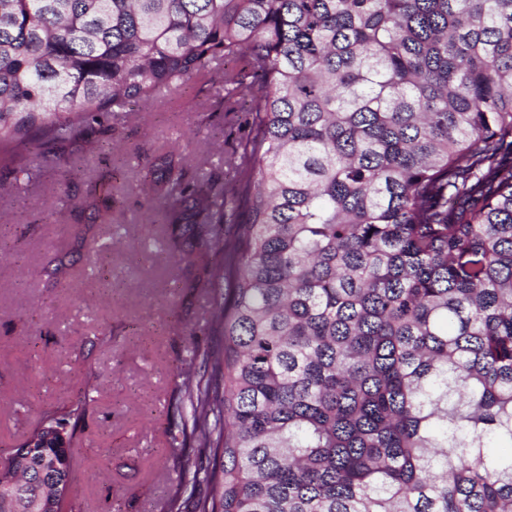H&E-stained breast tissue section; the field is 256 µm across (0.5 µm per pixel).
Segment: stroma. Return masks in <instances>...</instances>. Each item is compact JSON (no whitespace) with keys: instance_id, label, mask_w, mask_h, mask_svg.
I'll return each instance as SVG.
<instances>
[{"instance_id":"obj_1","label":"stroma","mask_w":512,"mask_h":512,"mask_svg":"<svg viewBox=\"0 0 512 512\" xmlns=\"http://www.w3.org/2000/svg\"><path fill=\"white\" fill-rule=\"evenodd\" d=\"M223 73L211 63L206 80L95 129L86 153L34 142L41 175L29 185L13 188L0 167V458L93 382L67 512H161L187 465L167 430L212 333V292L196 287L198 266L171 258L150 172L173 153L188 176L226 174L247 127L245 113L224 117ZM105 181L108 224L95 191Z\"/></svg>"}]
</instances>
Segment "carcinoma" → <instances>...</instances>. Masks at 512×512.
I'll use <instances>...</instances> for the list:
<instances>
[{
	"label": "carcinoma",
	"instance_id": "1",
	"mask_svg": "<svg viewBox=\"0 0 512 512\" xmlns=\"http://www.w3.org/2000/svg\"><path fill=\"white\" fill-rule=\"evenodd\" d=\"M215 60L231 190L157 163L221 337L165 512H512V0H0V164L28 184L30 133L79 145ZM61 481L9 462L0 512Z\"/></svg>",
	"mask_w": 512,
	"mask_h": 512
}]
</instances>
